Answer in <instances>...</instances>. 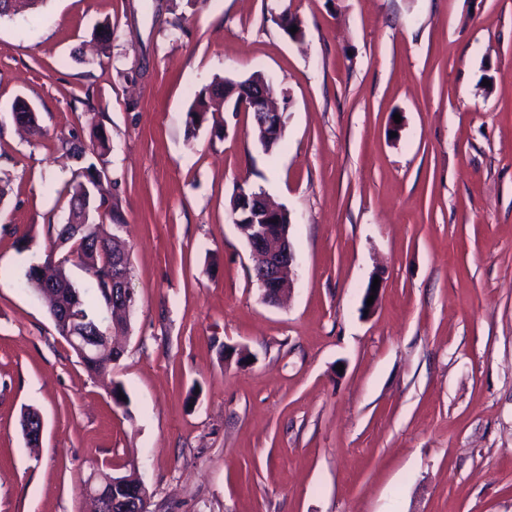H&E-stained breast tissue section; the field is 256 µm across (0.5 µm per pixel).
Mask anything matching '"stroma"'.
<instances>
[{
    "label": "stroma",
    "mask_w": 512,
    "mask_h": 512,
    "mask_svg": "<svg viewBox=\"0 0 512 512\" xmlns=\"http://www.w3.org/2000/svg\"><path fill=\"white\" fill-rule=\"evenodd\" d=\"M256 71L275 149L246 112L186 137L195 93ZM91 166L135 294L103 377L23 285ZM0 178V512H93L115 466L150 512H512V0H41L0 20ZM242 187L291 216L278 305Z\"/></svg>",
    "instance_id": "stroma-1"
}]
</instances>
